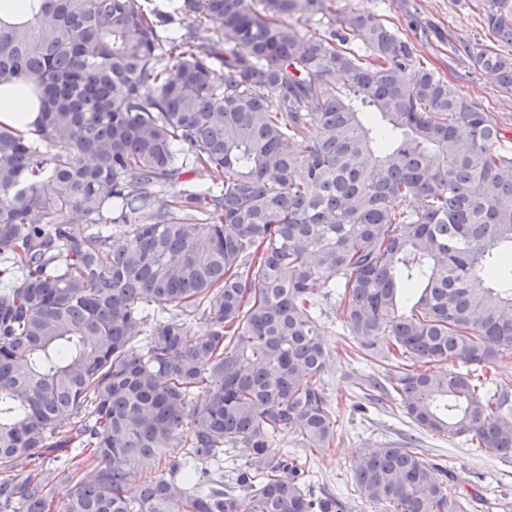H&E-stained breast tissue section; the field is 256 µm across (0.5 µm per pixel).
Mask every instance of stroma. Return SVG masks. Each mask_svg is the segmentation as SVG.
<instances>
[{"label":"stroma","instance_id":"stroma-1","mask_svg":"<svg viewBox=\"0 0 512 512\" xmlns=\"http://www.w3.org/2000/svg\"><path fill=\"white\" fill-rule=\"evenodd\" d=\"M340 5L373 13L404 37L426 29L428 40L420 48L424 64L512 127V92L502 89L493 77L471 69L468 58L453 52L460 45L474 51L512 52L511 46L501 43L485 27L477 0H341ZM321 323L330 354L323 377L328 393L339 402L342 429L335 447L314 463L316 495L336 496L345 503V512H371L351 484V461L364 449L383 443L399 447L408 442L426 461L453 467L463 479L458 491L464 497L482 496V504L471 512H512V460L474 449L463 438L448 439L418 429L392 400H370L358 383L379 371L378 362L347 363L344 351L353 338L336 302L325 305Z\"/></svg>","mask_w":512,"mask_h":512}]
</instances>
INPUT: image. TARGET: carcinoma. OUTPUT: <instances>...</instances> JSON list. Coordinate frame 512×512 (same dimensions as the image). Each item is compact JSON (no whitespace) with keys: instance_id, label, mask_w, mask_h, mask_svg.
Returning <instances> with one entry per match:
<instances>
[{"instance_id":"cac0c4a2","label":"carcinoma","mask_w":512,"mask_h":512,"mask_svg":"<svg viewBox=\"0 0 512 512\" xmlns=\"http://www.w3.org/2000/svg\"><path fill=\"white\" fill-rule=\"evenodd\" d=\"M480 6L512 43V0ZM466 54L512 91V57ZM416 56L336 0H44L0 25V84L41 107L29 137L0 123V512H336L307 461L268 453L336 442L333 288L354 356L384 362L362 386L512 458L508 399L478 375L512 362V151ZM447 360L466 371L421 367ZM239 445L247 466L224 465ZM349 472L373 512H466L413 448Z\"/></svg>"}]
</instances>
